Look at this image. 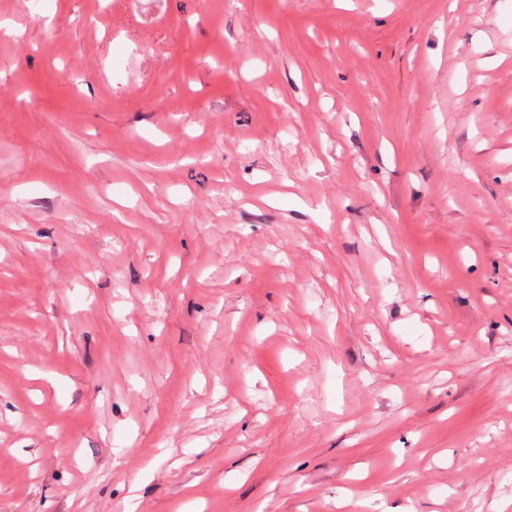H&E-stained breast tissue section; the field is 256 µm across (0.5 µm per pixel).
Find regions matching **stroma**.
<instances>
[{
	"instance_id": "1",
	"label": "stroma",
	"mask_w": 512,
	"mask_h": 512,
	"mask_svg": "<svg viewBox=\"0 0 512 512\" xmlns=\"http://www.w3.org/2000/svg\"><path fill=\"white\" fill-rule=\"evenodd\" d=\"M506 0H0V512H512Z\"/></svg>"
}]
</instances>
